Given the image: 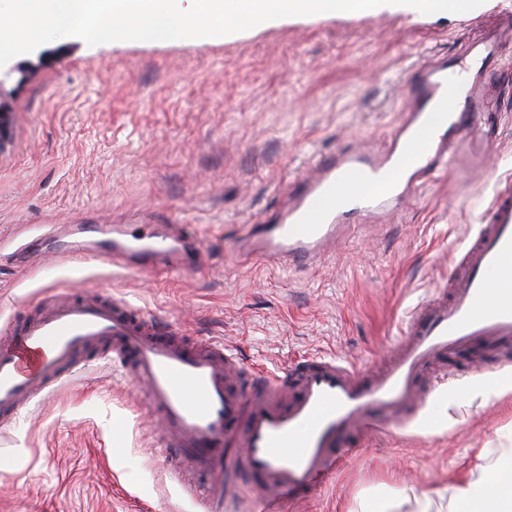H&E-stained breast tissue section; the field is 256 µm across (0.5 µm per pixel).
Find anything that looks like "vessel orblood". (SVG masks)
<instances>
[{
	"label": "vessel or blood",
	"instance_id": "obj_1",
	"mask_svg": "<svg viewBox=\"0 0 512 512\" xmlns=\"http://www.w3.org/2000/svg\"><path fill=\"white\" fill-rule=\"evenodd\" d=\"M495 49L471 63L439 60L417 67L405 111L383 149L360 145L312 159L295 190L267 224H249L244 259L269 268H305L335 248L342 228L367 215H386L433 174L447 171L469 130L481 121L485 77ZM442 119L445 129L429 127ZM361 189H351L352 181ZM174 227L165 239L137 250L112 240V263L131 254L165 272L181 267ZM464 267L436 297L416 309L401 341L371 371L314 354L286 375L248 370L232 346L187 343L168 326L124 300L61 299L0 338V424L38 396L61 386L92 354L111 347L126 376L143 389V404L168 462L204 512H223L241 482L265 512H279L325 485L350 456L337 445L345 431L371 430V412L405 420L425 402L422 377L447 374L437 362L475 343L496 350L512 342V185L498 186L483 222L461 245Z\"/></svg>",
	"mask_w": 512,
	"mask_h": 512
}]
</instances>
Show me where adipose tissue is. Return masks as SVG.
<instances>
[{
	"mask_svg": "<svg viewBox=\"0 0 512 512\" xmlns=\"http://www.w3.org/2000/svg\"><path fill=\"white\" fill-rule=\"evenodd\" d=\"M495 463H478L451 484H438L400 497L357 498L353 512H432L447 499L455 512H512V438L501 444Z\"/></svg>",
	"mask_w": 512,
	"mask_h": 512,
	"instance_id": "adipose-tissue-1",
	"label": "adipose tissue"
}]
</instances>
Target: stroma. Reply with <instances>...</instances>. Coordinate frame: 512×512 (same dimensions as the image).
<instances>
[{
    "label": "stroma",
    "instance_id": "35a3bbf8",
    "mask_svg": "<svg viewBox=\"0 0 512 512\" xmlns=\"http://www.w3.org/2000/svg\"><path fill=\"white\" fill-rule=\"evenodd\" d=\"M512 0L464 13H360L292 19L226 39L90 46L55 40L0 69L12 112L0 147V334L39 300L121 299L193 339L223 341L272 370L299 354L373 367L414 309L458 273L497 182L512 181V40L498 49L492 127L476 125L458 163L392 219L352 224L309 269L244 267L245 225L270 217L314 157L388 144L416 65L480 45L482 19ZM188 224L203 262L159 276L90 264L20 266L25 245L66 252L53 224ZM483 361L488 375L470 367ZM449 374L400 428L370 433L360 456L283 512H351L363 494L447 483L494 462L512 434V359L481 347L448 356ZM140 391L113 354L74 372L0 427V512H203L165 462Z\"/></svg>",
    "mask_w": 512,
    "mask_h": 512
}]
</instances>
